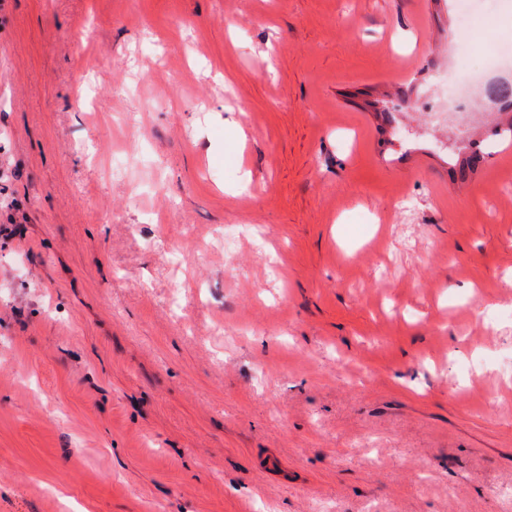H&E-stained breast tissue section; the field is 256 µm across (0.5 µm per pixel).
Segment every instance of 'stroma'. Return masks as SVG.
<instances>
[{"label":"stroma","mask_w":512,"mask_h":512,"mask_svg":"<svg viewBox=\"0 0 512 512\" xmlns=\"http://www.w3.org/2000/svg\"><path fill=\"white\" fill-rule=\"evenodd\" d=\"M455 17L0 0V512H512V152L453 181L422 103Z\"/></svg>","instance_id":"35a3bbf8"}]
</instances>
